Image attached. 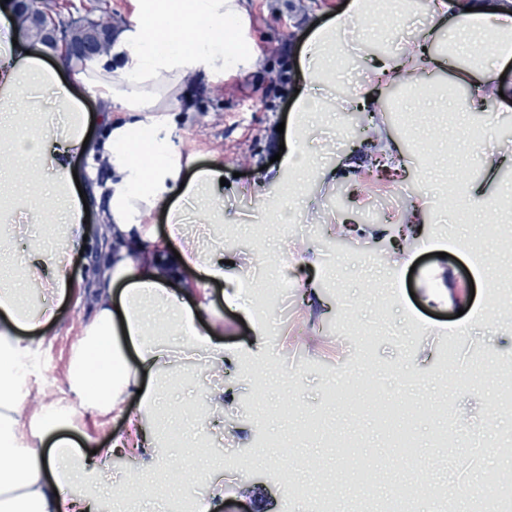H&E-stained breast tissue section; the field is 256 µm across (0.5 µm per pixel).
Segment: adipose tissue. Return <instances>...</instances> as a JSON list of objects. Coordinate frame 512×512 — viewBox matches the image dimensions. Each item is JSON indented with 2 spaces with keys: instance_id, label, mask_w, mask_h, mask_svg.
<instances>
[{
  "instance_id": "obj_1",
  "label": "adipose tissue",
  "mask_w": 512,
  "mask_h": 512,
  "mask_svg": "<svg viewBox=\"0 0 512 512\" xmlns=\"http://www.w3.org/2000/svg\"><path fill=\"white\" fill-rule=\"evenodd\" d=\"M409 0H350L330 12L325 24L307 37L298 58L306 91L298 101L292 141L273 184L285 176L323 181L329 172L305 151L312 120L330 106L313 96L335 84L336 62L360 55L363 46L346 38L355 22L372 26L374 39L386 40L380 22L393 14L407 18ZM136 22L121 31L108 56L79 69L76 80L96 90L103 132L88 139V115L64 82L68 65H47L26 54L17 25L0 26V211L21 215L31 224L57 228L48 241H33L17 259L13 238L0 237V270H23L24 285L0 287V512H99L100 497L84 492L91 476L69 418L47 410L27 417L14 394L22 360L55 317L50 306L23 304L24 290L36 287L64 302L74 296L66 273L86 235L84 203L73 176V156H87L106 179L94 185L93 198L109 247L88 292L92 314L74 350L67 384L89 410L121 409L134 403L131 439L105 442L97 449L102 467L133 444L131 473L159 458L155 415L167 404L162 377H178L203 359L205 369L227 372L234 363L219 338L224 327L211 319L207 284L222 285L226 304L255 315L251 286L233 275L223 249L202 248L188 235V215L197 223L224 221L219 164L182 173L171 148L172 114L179 109L184 79L202 73L216 81L253 68L255 41L244 0H134ZM426 25L415 41L385 55L365 73L368 84L393 87L411 76L414 90L432 87L451 73L450 83L468 88L452 95L450 107L497 119L496 104L512 99V84L500 79L498 63L512 60V10L494 0H475L472 11H455L452 0H425ZM35 162L51 172L42 199L12 177ZM166 211L169 234L157 239L142 224ZM196 274L179 279L180 270ZM183 337L174 348L170 337ZM30 427L32 440L19 445L14 434Z\"/></svg>"
}]
</instances>
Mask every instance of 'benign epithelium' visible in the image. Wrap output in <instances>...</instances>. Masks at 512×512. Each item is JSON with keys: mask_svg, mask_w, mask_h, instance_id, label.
<instances>
[{"mask_svg": "<svg viewBox=\"0 0 512 512\" xmlns=\"http://www.w3.org/2000/svg\"><path fill=\"white\" fill-rule=\"evenodd\" d=\"M40 36L38 41L50 48L62 43L65 58L83 67L92 64L100 55V47L112 37V27L99 17L84 14L69 16L62 22L38 17ZM76 32L82 33L79 40L73 38Z\"/></svg>", "mask_w": 512, "mask_h": 512, "instance_id": "benign-epithelium-1", "label": "benign epithelium"}]
</instances>
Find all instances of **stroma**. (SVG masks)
<instances>
[{
  "label": "stroma",
  "mask_w": 512,
  "mask_h": 512,
  "mask_svg": "<svg viewBox=\"0 0 512 512\" xmlns=\"http://www.w3.org/2000/svg\"><path fill=\"white\" fill-rule=\"evenodd\" d=\"M349 0H246L257 34L255 68L246 74L210 84L197 74L186 79L176 113L177 151L194 156L197 165L219 159L227 182L224 194V238H212L228 253H251L240 275L260 281L265 290L264 312L270 321L267 347L257 352L251 321L227 308L222 287L209 285L214 316L224 322L223 342L238 358L229 374L213 379L197 371L172 393L189 408L180 420L164 419L158 435L160 461L144 474L138 497L119 512H160L154 487L175 481L172 461L192 460L197 478L193 497H201L215 474H224L220 512H379L406 472L430 483L428 503H409V512H472L471 503L448 494L449 482L480 486L486 468L512 465V453H500L494 439L512 440V408L497 417L486 410L497 399V383L512 381V287L491 289L474 278V265L512 273V242L483 249L480 223L455 220L459 198L467 185L485 179L473 161L468 132L471 122L461 114L449 120L448 133L459 165L449 169L447 152L429 161L417 144L416 122L445 119L443 113L414 114L397 109L402 89L373 93L360 80L377 58L365 49L345 61L332 96L375 95L385 113L383 126L393 156L404 157L397 171L367 174L358 166L357 147L370 128L347 131L333 122L329 132L336 151L320 153L323 137L313 127L306 146L318 161L336 171L335 180L303 183L288 201L299 212L298 226L274 224L265 197H278L268 178L278 171L273 157L284 137L277 127L292 123L296 89L303 80L299 51L329 10L343 9ZM54 10L81 13L95 10L113 28L134 24L131 0H51ZM260 186L264 197L240 196L241 186ZM427 198L419 237L433 245L418 247L416 268L394 267L388 260L393 239L413 202ZM350 227L346 245H339L343 227ZM319 256L318 286L331 310L309 315L295 295L303 288L299 270L300 244ZM453 276L459 293L450 303L434 294L441 279ZM42 304L55 306L57 317L47 328L32 366L16 385V397L28 410H56L71 417L76 436L86 450H95L114 435L129 430L127 410L97 412L82 407L67 386L70 359L91 315L88 300L56 303L49 293ZM355 317L370 327V337L354 333L347 322ZM462 357L449 361V349ZM471 374L466 385L459 374ZM353 381L351 403L332 393L336 385ZM231 389L223 417L206 409L208 387ZM407 396L409 413L385 425L375 413V389ZM293 408H286V399ZM408 427L415 440L410 461L399 458L394 431ZM462 427L451 443L439 434ZM374 469L366 489L348 482L346 459ZM250 485L257 500L240 501L238 489Z\"/></svg>",
  "instance_id": "stroma-1"
}]
</instances>
